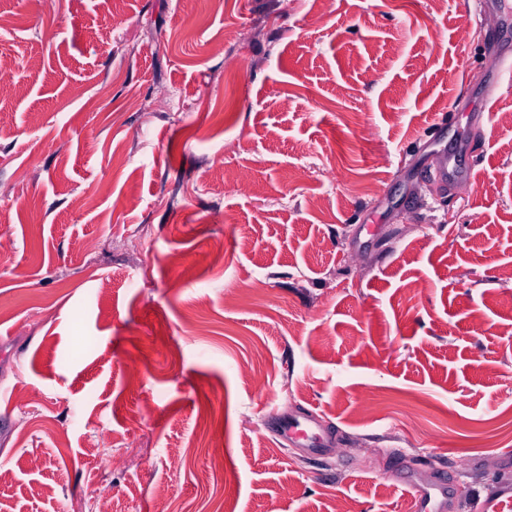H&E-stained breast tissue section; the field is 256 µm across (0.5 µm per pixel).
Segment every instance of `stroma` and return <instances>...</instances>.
<instances>
[{
  "mask_svg": "<svg viewBox=\"0 0 512 512\" xmlns=\"http://www.w3.org/2000/svg\"><path fill=\"white\" fill-rule=\"evenodd\" d=\"M500 4L0 0V512H512ZM268 427L275 437L291 441L307 455L320 456L332 449L312 415L286 417L271 411ZM414 491L416 512H444L447 510V487L437 482L428 486L410 484Z\"/></svg>",
  "mask_w": 512,
  "mask_h": 512,
  "instance_id": "obj_1",
  "label": "stroma"
}]
</instances>
